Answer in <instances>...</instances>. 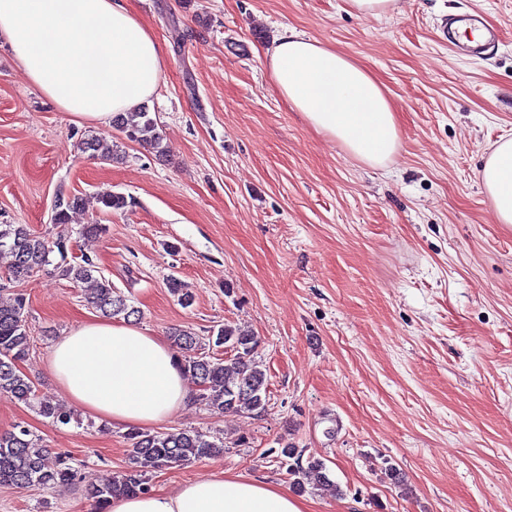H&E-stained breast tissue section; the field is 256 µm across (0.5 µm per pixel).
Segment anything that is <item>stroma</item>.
Listing matches in <instances>:
<instances>
[{
  "label": "stroma",
  "mask_w": 512,
  "mask_h": 512,
  "mask_svg": "<svg viewBox=\"0 0 512 512\" xmlns=\"http://www.w3.org/2000/svg\"><path fill=\"white\" fill-rule=\"evenodd\" d=\"M167 65L148 102L161 150L76 121L30 83L0 38V224L55 237L77 195L68 258L87 256L143 313L146 333H253L264 413L192 401L158 424L223 438V455L157 472L153 491L211 475L291 490L278 451L323 457L342 495L301 493L306 512H512V226L479 173L512 137V0H398L379 17L348 0H127ZM481 14L478 53L444 37ZM344 51L387 88L401 148L369 167L316 133L279 96L265 53L282 27ZM106 141L113 158L83 153ZM122 194L108 212L98 196ZM99 223L96 240L79 237ZM194 295L182 307L167 281ZM33 337L21 370L65 403L45 357L93 317L46 266L11 283ZM23 424L66 454L79 485H0V512H93L85 486L124 470L127 426L77 411L51 425L0 393V432ZM334 436H326V429Z\"/></svg>",
  "instance_id": "stroma-1"
}]
</instances>
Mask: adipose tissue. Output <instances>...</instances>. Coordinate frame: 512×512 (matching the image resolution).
Masks as SVG:
<instances>
[{
	"mask_svg": "<svg viewBox=\"0 0 512 512\" xmlns=\"http://www.w3.org/2000/svg\"><path fill=\"white\" fill-rule=\"evenodd\" d=\"M0 36L27 79L76 119L109 124L156 92L166 61L156 36L124 0H0ZM284 102L319 133L372 167L400 146L385 86L361 63L286 28L266 51ZM480 181L496 219L512 225V138L500 140ZM46 366L68 400L111 423L157 425L191 398L170 345L126 321L93 318L51 346ZM107 512H304L297 499L221 475L170 490L117 497Z\"/></svg>",
	"mask_w": 512,
	"mask_h": 512,
	"instance_id": "ef3b65f1",
	"label": "adipose tissue"
}]
</instances>
